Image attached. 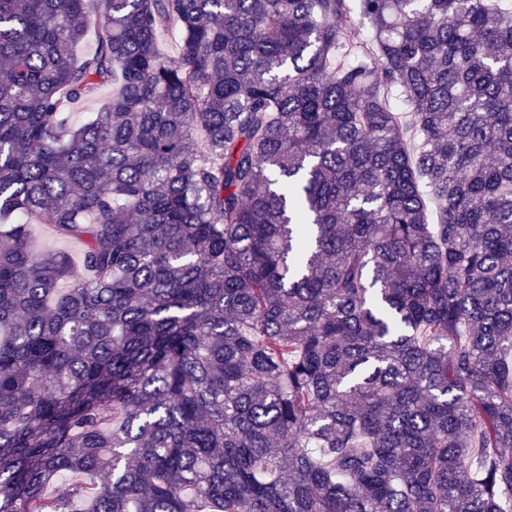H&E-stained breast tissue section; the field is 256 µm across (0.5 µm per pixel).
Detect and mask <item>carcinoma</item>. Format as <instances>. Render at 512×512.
Returning <instances> with one entry per match:
<instances>
[{
  "label": "carcinoma",
  "mask_w": 512,
  "mask_h": 512,
  "mask_svg": "<svg viewBox=\"0 0 512 512\" xmlns=\"http://www.w3.org/2000/svg\"><path fill=\"white\" fill-rule=\"evenodd\" d=\"M79 505L512 512V0H0V512Z\"/></svg>",
  "instance_id": "1"
}]
</instances>
